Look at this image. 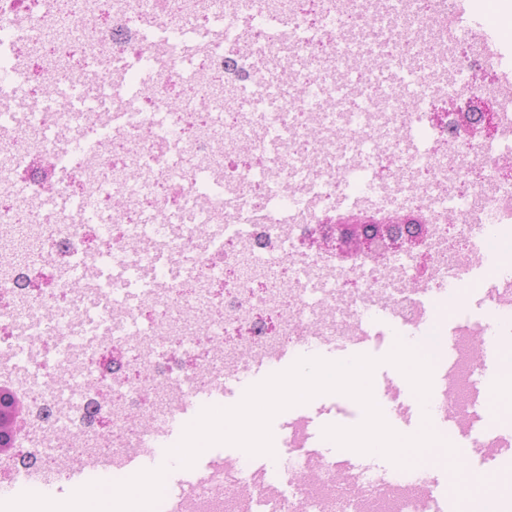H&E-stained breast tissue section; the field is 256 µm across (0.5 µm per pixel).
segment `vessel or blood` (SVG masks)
I'll return each instance as SVG.
<instances>
[{
    "label": "vessel or blood",
    "instance_id": "vessel-or-blood-1",
    "mask_svg": "<svg viewBox=\"0 0 512 512\" xmlns=\"http://www.w3.org/2000/svg\"><path fill=\"white\" fill-rule=\"evenodd\" d=\"M454 288L452 281L431 277L416 288L415 295L420 306L428 308L433 303L443 301ZM511 320L512 265L509 264L500 267L484 290L480 316L476 322L480 336L474 365L478 373L470 385L466 407L461 413L449 410L446 405L458 363L459 327H450L447 336L439 340L441 359L432 376L431 409L440 427L447 433L449 443L455 447H469L478 437L490 435L496 436L499 447L512 445V421L502 419L491 423L484 412L491 388L499 378L501 335L507 322ZM306 346L311 350L345 357L368 353L373 342L370 333L363 328L343 338L316 333L307 338ZM295 353V346L288 345L242 362L234 370L225 373L219 387L203 386L177 398L170 408V414L177 417L203 409L219 394L223 395L225 402H237L243 397L249 384L263 381L280 370ZM387 394L393 405L387 416L388 424L417 425L423 412L414 403L413 392L408 384L402 382L389 386ZM325 413V407L317 402L294 406L290 414L283 416L280 421V439H291L295 447L307 449L309 456L321 457L320 434L327 424ZM181 437L182 432L176 426L154 425L140 435L131 449L122 453L91 458L62 469L26 470L16 474L13 485L21 489L50 487L61 493H69L102 474L108 475L112 481H122L144 470L157 443L176 442ZM241 454V448L231 446L225 448L222 454L196 461L190 468L171 465L167 472L164 512H190L198 489L212 483L215 475L223 471L227 458ZM331 461L343 477L340 489L347 493L353 492L359 484L367 481L383 486L399 481L417 486L422 482L421 474L412 472L403 475L388 470L375 472L361 460L351 456L335 454ZM248 471L273 496L282 497L295 491L294 486L283 480L280 469L269 467L260 456H250Z\"/></svg>",
    "mask_w": 512,
    "mask_h": 512
}]
</instances>
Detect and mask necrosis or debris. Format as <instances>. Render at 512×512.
<instances>
[{
    "label": "necrosis or debris",
    "mask_w": 512,
    "mask_h": 512,
    "mask_svg": "<svg viewBox=\"0 0 512 512\" xmlns=\"http://www.w3.org/2000/svg\"><path fill=\"white\" fill-rule=\"evenodd\" d=\"M98 3L0 0V353L28 375L41 437L26 463L124 451L179 392L314 332L350 335L370 303L413 325L417 258L465 282L474 210L512 225L507 141L462 136L456 112L429 120L436 97L464 98L475 133L503 132L482 57L466 55V81L446 76L464 33L445 0H109L104 16ZM375 52L402 65L397 84L373 90L366 125L338 123ZM136 66L145 79L122 86ZM423 125L436 147L416 156L407 136ZM360 151L373 194L425 234L348 263L306 252L335 214H384L348 192ZM107 347L122 353L108 380L89 361ZM104 394L108 437L90 426ZM284 476L299 491L277 512H337L329 462L297 456ZM359 494L375 512L429 503L370 481ZM242 497L263 498L244 475L201 491L195 512Z\"/></svg>",
    "instance_id": "obj_1"
}]
</instances>
